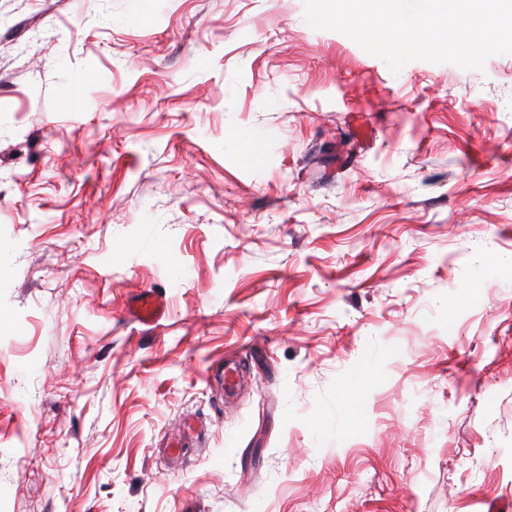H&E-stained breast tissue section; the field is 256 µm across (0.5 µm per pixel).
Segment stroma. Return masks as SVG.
Listing matches in <instances>:
<instances>
[{
  "label": "stroma",
  "instance_id": "1",
  "mask_svg": "<svg viewBox=\"0 0 512 512\" xmlns=\"http://www.w3.org/2000/svg\"><path fill=\"white\" fill-rule=\"evenodd\" d=\"M498 503L512 55L395 74L304 0H0V512ZM134 313L139 321L149 324L164 314V305L153 291H145L134 301Z\"/></svg>",
  "mask_w": 512,
  "mask_h": 512
}]
</instances>
